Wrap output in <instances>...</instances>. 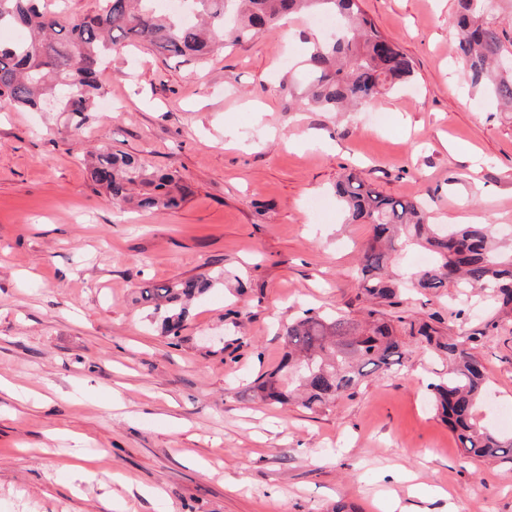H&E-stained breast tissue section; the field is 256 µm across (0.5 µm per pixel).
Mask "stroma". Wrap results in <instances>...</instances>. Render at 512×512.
I'll return each mask as SVG.
<instances>
[{
    "label": "stroma",
    "mask_w": 512,
    "mask_h": 512,
    "mask_svg": "<svg viewBox=\"0 0 512 512\" xmlns=\"http://www.w3.org/2000/svg\"><path fill=\"white\" fill-rule=\"evenodd\" d=\"M411 59L370 112L292 106L300 17L202 65L138 46L101 81L111 108L78 118L0 101V512H512V467L462 458L428 386L448 362L420 338L319 412L267 406L239 384L279 364L303 310L360 316L371 235L333 189L351 170L424 198L435 223L512 227V120L463 83L458 0H360ZM180 177L175 210L115 206L91 179L100 146ZM213 277L178 337L148 285ZM477 351L483 423L512 410V324L455 293L386 308Z\"/></svg>",
    "instance_id": "1"
}]
</instances>
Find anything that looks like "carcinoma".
<instances>
[{
  "instance_id": "carcinoma-1",
  "label": "carcinoma",
  "mask_w": 512,
  "mask_h": 512,
  "mask_svg": "<svg viewBox=\"0 0 512 512\" xmlns=\"http://www.w3.org/2000/svg\"><path fill=\"white\" fill-rule=\"evenodd\" d=\"M184 2L189 19L156 10L153 0H99L90 15L70 13L60 0H0V29L22 31L18 40L0 42V99L22 110L81 115L93 111L103 94L98 68L108 54L141 43L179 63L197 64L296 14L330 15L338 22L331 40L309 47L303 82L282 79V89L298 106L322 112L371 109L413 74L411 60L378 31L359 0ZM460 2L464 83L512 112V51L491 0ZM91 178L113 202L131 201L142 210L176 208L188 191L174 174L148 170L132 155L107 147L94 154ZM336 195L349 223L371 225L355 273L362 294L394 306L408 288L422 294L454 288L462 296L477 291L492 302L496 318L512 322V249H507L509 238L493 226L431 224L425 200L387 196L352 172L336 183ZM412 246L429 251L432 262L398 280L389 272L391 254ZM221 278L219 273L169 281L143 289L140 300L163 313L164 332L176 337L185 316L178 302L204 294ZM397 322L408 336L423 337L448 359V374L430 390L436 414L463 455L512 465V434L488 428L477 418L486 376L476 347L446 339L426 322L403 316ZM281 336L285 353L277 368L241 395L317 411L342 395H354L365 377L389 371L406 354L397 328L375 309L362 319L306 309L282 326Z\"/></svg>"
}]
</instances>
